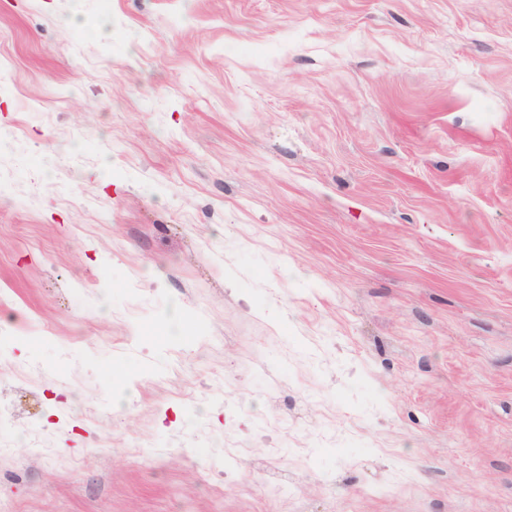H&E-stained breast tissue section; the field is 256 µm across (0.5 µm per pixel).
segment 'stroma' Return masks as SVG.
<instances>
[{
	"label": "stroma",
	"mask_w": 512,
	"mask_h": 512,
	"mask_svg": "<svg viewBox=\"0 0 512 512\" xmlns=\"http://www.w3.org/2000/svg\"><path fill=\"white\" fill-rule=\"evenodd\" d=\"M0 503L512 512V0H0Z\"/></svg>",
	"instance_id": "1"
}]
</instances>
